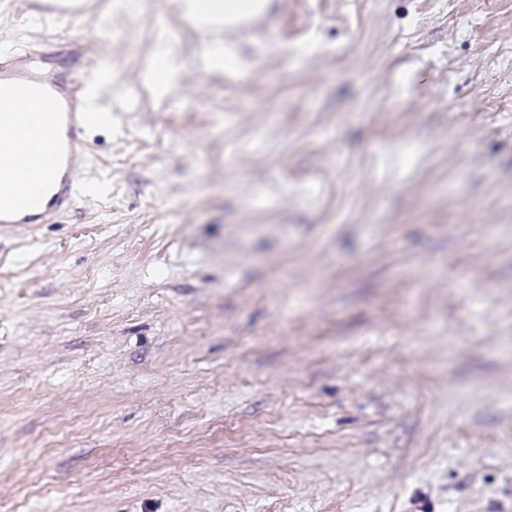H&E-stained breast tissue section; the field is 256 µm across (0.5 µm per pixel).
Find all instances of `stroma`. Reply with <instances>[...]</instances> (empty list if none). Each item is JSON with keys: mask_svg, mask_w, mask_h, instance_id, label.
<instances>
[{"mask_svg": "<svg viewBox=\"0 0 512 512\" xmlns=\"http://www.w3.org/2000/svg\"><path fill=\"white\" fill-rule=\"evenodd\" d=\"M231 42L0 0V48L131 98L74 208L0 229V512H512V0H266ZM183 67L178 57L167 50L159 51L155 56V65L148 73V80L162 92L167 85L173 83Z\"/></svg>", "mask_w": 512, "mask_h": 512, "instance_id": "stroma-1", "label": "stroma"}]
</instances>
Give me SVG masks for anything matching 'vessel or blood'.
Returning <instances> with one entry per match:
<instances>
[{"label":"vessel or blood","mask_w":512,"mask_h":512,"mask_svg":"<svg viewBox=\"0 0 512 512\" xmlns=\"http://www.w3.org/2000/svg\"><path fill=\"white\" fill-rule=\"evenodd\" d=\"M92 0H42V19L55 22L88 11ZM87 74L69 84L48 75L35 51H0V172L25 170L38 180L32 187L0 183V225L23 227L52 224L75 203L77 162L86 150ZM33 104L30 112L15 111L17 101ZM40 144L30 154L29 144Z\"/></svg>","instance_id":"b4317fda"}]
</instances>
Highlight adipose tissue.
<instances>
[{"mask_svg": "<svg viewBox=\"0 0 512 512\" xmlns=\"http://www.w3.org/2000/svg\"><path fill=\"white\" fill-rule=\"evenodd\" d=\"M176 5L210 41V51L204 60L207 69L223 68L224 30L250 10L249 0H177Z\"/></svg>", "mask_w": 512, "mask_h": 512, "instance_id": "obj_1", "label": "adipose tissue"}]
</instances>
